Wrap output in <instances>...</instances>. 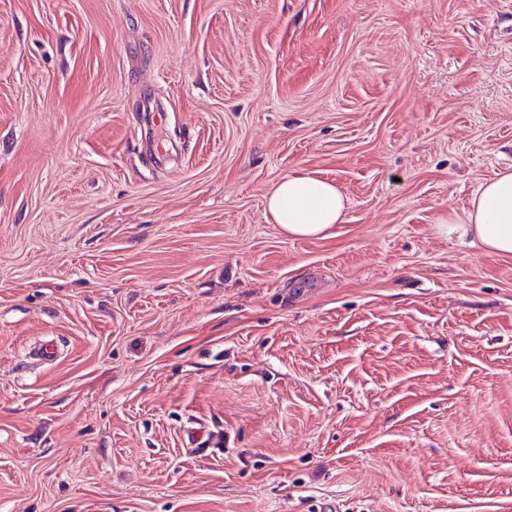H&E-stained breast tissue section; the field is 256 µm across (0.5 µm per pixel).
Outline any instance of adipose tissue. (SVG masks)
<instances>
[{
  "label": "adipose tissue",
  "instance_id": "obj_1",
  "mask_svg": "<svg viewBox=\"0 0 512 512\" xmlns=\"http://www.w3.org/2000/svg\"><path fill=\"white\" fill-rule=\"evenodd\" d=\"M266 203L274 222L293 237L325 238L344 220L345 198L336 185L307 173L277 181ZM439 230L478 242L488 255L512 257V171L483 183L464 216L448 218Z\"/></svg>",
  "mask_w": 512,
  "mask_h": 512
}]
</instances>
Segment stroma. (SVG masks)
I'll return each instance as SVG.
<instances>
[{"label": "stroma", "mask_w": 512, "mask_h": 512, "mask_svg": "<svg viewBox=\"0 0 512 512\" xmlns=\"http://www.w3.org/2000/svg\"><path fill=\"white\" fill-rule=\"evenodd\" d=\"M508 168L512 0H0V512H512ZM448 238H471L491 256L512 257V171L499 172L475 193L463 217L438 224ZM266 203L274 222L293 237L325 238L344 221L345 198L336 185L307 173L277 181Z\"/></svg>", "instance_id": "1"}]
</instances>
